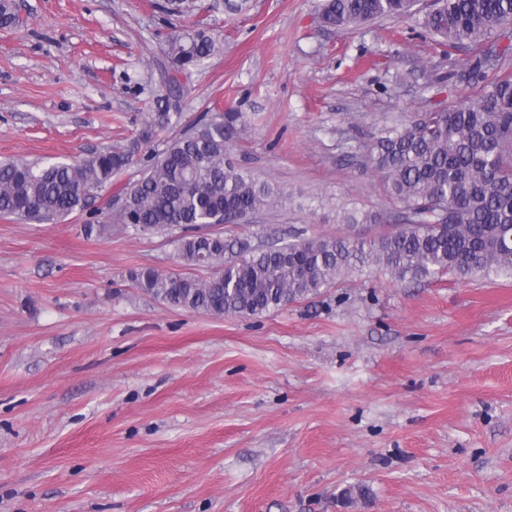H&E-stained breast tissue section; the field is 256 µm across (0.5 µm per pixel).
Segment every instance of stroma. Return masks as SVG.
Returning a JSON list of instances; mask_svg holds the SVG:
<instances>
[{
  "label": "stroma",
  "instance_id": "1",
  "mask_svg": "<svg viewBox=\"0 0 512 512\" xmlns=\"http://www.w3.org/2000/svg\"><path fill=\"white\" fill-rule=\"evenodd\" d=\"M161 2L15 0L0 160L127 145L169 41L203 26L219 50L183 81V124L236 106L235 163L287 197L260 229L335 236L343 209L391 208L344 143L463 97L426 88L440 50L409 18L333 29L323 0H197L170 22ZM109 196L56 224L0 217V512H512V278L371 270L256 318L172 308L129 279L179 271L170 235L113 223ZM355 484L370 501L337 503Z\"/></svg>",
  "mask_w": 512,
  "mask_h": 512
}]
</instances>
